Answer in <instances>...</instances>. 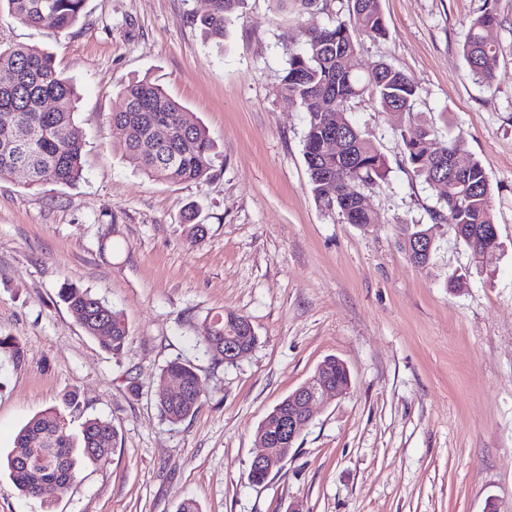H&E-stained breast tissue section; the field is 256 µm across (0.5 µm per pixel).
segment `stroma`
Returning <instances> with one entry per match:
<instances>
[{"mask_svg": "<svg viewBox=\"0 0 512 512\" xmlns=\"http://www.w3.org/2000/svg\"><path fill=\"white\" fill-rule=\"evenodd\" d=\"M494 7L491 83L462 55L464 21ZM387 34L363 38L360 63H388L418 85L415 118L438 139L462 133L493 188L499 248L471 264L453 229L432 224L439 192L404 169L391 116L372 100L346 113L383 155L368 188L377 224L342 223L311 193L306 114L281 90L288 48L348 17V0L281 14L245 0L223 44L194 21L206 0H86L73 29L27 26L0 12V45H39L80 93L83 177L27 187L0 180V336L25 348L0 359V460L22 426L69 391L118 431L112 456L79 464L50 505L16 493L0 469V512H512V0H382ZM148 77L208 129L224 157L210 178L152 180L125 160L109 115L120 84ZM204 227L190 239L185 215ZM429 224L437 252L411 265L395 225ZM462 285L452 288L450 277ZM67 283L125 319L120 356L75 321ZM251 322L259 343L233 365L197 346L214 314ZM352 384L324 402L285 466L260 486L247 473L269 411L327 357ZM197 369L206 400L178 425L155 383L174 359ZM141 386L128 392L129 380Z\"/></svg>", "mask_w": 512, "mask_h": 512, "instance_id": "1", "label": "stroma"}]
</instances>
